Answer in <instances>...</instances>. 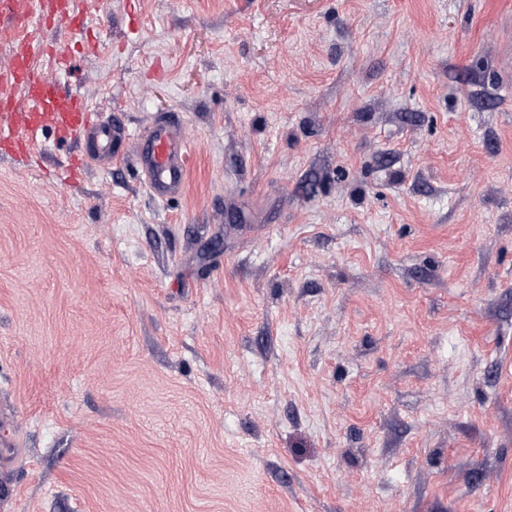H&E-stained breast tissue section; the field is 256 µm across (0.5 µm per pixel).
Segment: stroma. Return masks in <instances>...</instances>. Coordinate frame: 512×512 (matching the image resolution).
Here are the masks:
<instances>
[{"label":"stroma","mask_w":512,"mask_h":512,"mask_svg":"<svg viewBox=\"0 0 512 512\" xmlns=\"http://www.w3.org/2000/svg\"><path fill=\"white\" fill-rule=\"evenodd\" d=\"M132 155L0 152V512H512V0H79ZM131 147L137 165L150 176L148 185L154 196L165 199L183 190L188 145L177 119L172 116L158 119L147 138H137Z\"/></svg>","instance_id":"obj_1"}]
</instances>
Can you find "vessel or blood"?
I'll return each mask as SVG.
<instances>
[{"mask_svg":"<svg viewBox=\"0 0 512 512\" xmlns=\"http://www.w3.org/2000/svg\"><path fill=\"white\" fill-rule=\"evenodd\" d=\"M20 19L35 26L38 33L21 43L11 68L0 75L1 84L24 92V108L20 111L16 110L13 97L0 98V148L25 151L47 129L56 144L75 140L91 144L92 158L108 163L127 142L137 165L148 172V185L154 196L164 199L180 193L186 181L184 159L188 145L177 119H159L147 138L127 141L121 122L93 118L85 99L45 82L36 69L38 59L50 56L61 70L70 71L74 55L71 39L86 31L76 0H0L1 24Z\"/></svg>","mask_w":512,"mask_h":512,"instance_id":"1","label":"vessel or blood"}]
</instances>
